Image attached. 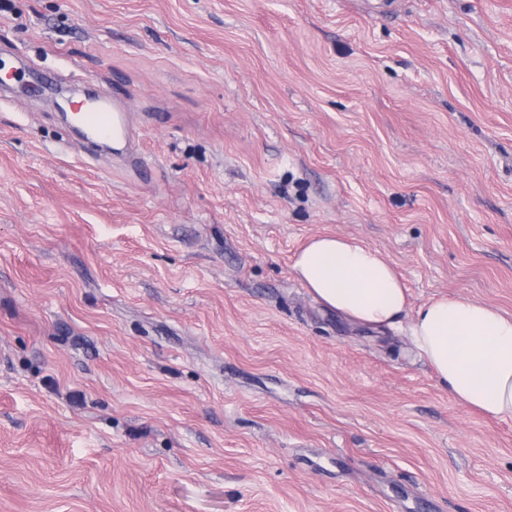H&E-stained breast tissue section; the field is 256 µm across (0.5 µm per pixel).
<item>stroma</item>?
Listing matches in <instances>:
<instances>
[{
    "mask_svg": "<svg viewBox=\"0 0 512 512\" xmlns=\"http://www.w3.org/2000/svg\"><path fill=\"white\" fill-rule=\"evenodd\" d=\"M0 512H512V419L322 307L379 249L412 306L512 314V0H0ZM113 112L107 107H101L92 111L81 112L80 118L84 126L96 131L100 140L108 141L117 135L120 129L122 133L127 130L124 115L118 112L117 118ZM293 269L318 301L354 324L394 327L409 310L408 288L393 265L356 238L316 235L295 255Z\"/></svg>",
    "mask_w": 512,
    "mask_h": 512,
    "instance_id": "obj_1",
    "label": "stroma"
}]
</instances>
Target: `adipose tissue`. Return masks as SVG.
<instances>
[{
	"label": "adipose tissue",
	"mask_w": 512,
	"mask_h": 512,
	"mask_svg": "<svg viewBox=\"0 0 512 512\" xmlns=\"http://www.w3.org/2000/svg\"><path fill=\"white\" fill-rule=\"evenodd\" d=\"M293 269L318 301L354 324L376 329L408 321L410 343L457 402L490 419H512L511 315L461 295L410 309L393 265L353 237H312Z\"/></svg>",
	"instance_id": "obj_1"
}]
</instances>
